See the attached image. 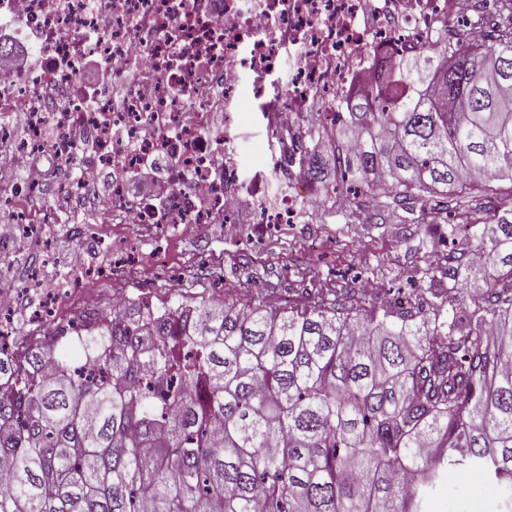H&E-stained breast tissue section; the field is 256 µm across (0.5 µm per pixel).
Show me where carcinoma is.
Returning a JSON list of instances; mask_svg holds the SVG:
<instances>
[{
    "instance_id": "carcinoma-1",
    "label": "carcinoma",
    "mask_w": 512,
    "mask_h": 512,
    "mask_svg": "<svg viewBox=\"0 0 512 512\" xmlns=\"http://www.w3.org/2000/svg\"><path fill=\"white\" fill-rule=\"evenodd\" d=\"M395 63L306 150L363 191L453 195L494 222L447 224L413 308L357 288L273 302L130 298L60 332L21 369L0 355V512H424L450 467L480 470L512 512V0ZM478 250L486 263L474 264Z\"/></svg>"
}]
</instances>
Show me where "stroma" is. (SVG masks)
<instances>
[{
	"instance_id": "obj_1",
	"label": "stroma",
	"mask_w": 512,
	"mask_h": 512,
	"mask_svg": "<svg viewBox=\"0 0 512 512\" xmlns=\"http://www.w3.org/2000/svg\"><path fill=\"white\" fill-rule=\"evenodd\" d=\"M382 229L354 238L350 226L355 211L337 207L335 213L316 216L307 233L290 232L283 238L270 237L253 242L240 238L237 245L224 241L223 226L204 229L194 239L169 237L165 229L152 224L121 226V233L133 239L135 247L151 249L164 244L171 265L166 269L145 272L132 261L110 263L106 274L84 278L79 268L109 262L112 227L87 224L88 236L98 241L97 249L86 247L74 238L67 223L53 225L49 260L38 251H30L28 261L13 266L14 280H24L30 267H41L45 275L60 274L67 279L70 291L59 303L56 323L39 328L42 336H51L57 324H69L80 318L83 309L78 291L93 288L101 297L123 291L130 297L149 294L154 304H178L196 292H220L230 301L258 292L268 293L271 300L281 301L301 290L315 291L338 285L351 286L362 262L375 265V281L387 283L393 275L408 276L430 254L434 240L418 225L417 213L399 207L382 209ZM427 512H501L499 493L493 483L470 469H452L426 504Z\"/></svg>"
}]
</instances>
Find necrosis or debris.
Listing matches in <instances>:
<instances>
[{
    "label": "necrosis or debris",
    "instance_id": "necrosis-or-debris-1",
    "mask_svg": "<svg viewBox=\"0 0 512 512\" xmlns=\"http://www.w3.org/2000/svg\"><path fill=\"white\" fill-rule=\"evenodd\" d=\"M464 0H0V183L17 165L44 161L68 178L49 183V204L68 217L67 198L95 188L102 205L124 206L137 224L177 235L209 224L229 240L246 230L264 238L307 223L321 199L303 153L309 113L319 135L336 131L345 93L366 87L375 50L392 56L434 43L448 16L466 17ZM30 46L31 70L2 68L15 43ZM287 81H279L283 61ZM54 95L41 97L42 87ZM252 97L269 163L245 169L240 112ZM153 165L171 190L133 198L128 176ZM34 182L0 196V258L45 249L49 230L21 197ZM39 301L29 322L54 319L59 281L34 273L25 283Z\"/></svg>",
    "mask_w": 512,
    "mask_h": 512
}]
</instances>
